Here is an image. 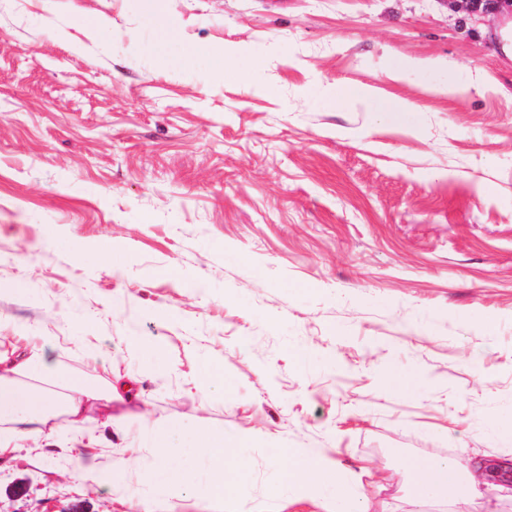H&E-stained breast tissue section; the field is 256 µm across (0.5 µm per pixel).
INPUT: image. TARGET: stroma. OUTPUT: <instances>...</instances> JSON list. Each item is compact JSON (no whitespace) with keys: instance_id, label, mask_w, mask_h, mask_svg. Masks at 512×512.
Listing matches in <instances>:
<instances>
[{"instance_id":"stroma-1","label":"stroma","mask_w":512,"mask_h":512,"mask_svg":"<svg viewBox=\"0 0 512 512\" xmlns=\"http://www.w3.org/2000/svg\"><path fill=\"white\" fill-rule=\"evenodd\" d=\"M511 32L446 0H0V312L60 374L138 392L93 450L118 489L27 441L0 456V512H140L163 495L144 416L252 437L220 503L197 492L218 460L170 449L184 512H325L273 497L291 448L361 471L380 512H512L418 505L395 478L414 454L512 465ZM195 43L244 56L185 65ZM356 86L414 124L321 95ZM179 22L176 19H169L155 25L154 39L158 48L157 57L161 62H166L165 51L179 35Z\"/></svg>"}]
</instances>
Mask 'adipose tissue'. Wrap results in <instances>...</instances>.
<instances>
[{
  "instance_id": "1",
  "label": "adipose tissue",
  "mask_w": 512,
  "mask_h": 512,
  "mask_svg": "<svg viewBox=\"0 0 512 512\" xmlns=\"http://www.w3.org/2000/svg\"><path fill=\"white\" fill-rule=\"evenodd\" d=\"M47 372L43 349L37 344H30L28 352L22 354L0 352V455L11 452L17 441L40 437L50 419L63 414L71 420L74 430L60 436L58 442L69 451L72 472L91 484H112V469L101 466L88 454L89 448L98 445L99 438L87 416V407L92 401L109 404L121 399L119 387L110 383L100 389L77 378L68 382L51 380ZM249 440L246 434L232 439L199 438L198 447L224 461L212 475L207 496L223 499L237 481L243 466L240 450ZM147 445L159 449L156 467L169 488L162 512H183V474L162 453L170 445L168 431H153ZM290 456L293 464L284 471L276 496L296 492L321 501L327 512H370L346 493L344 478L330 465L324 449L294 448ZM400 466L409 494L418 501L467 496L476 491L479 483L477 476H465L451 464L430 456L410 455L401 460Z\"/></svg>"
}]
</instances>
